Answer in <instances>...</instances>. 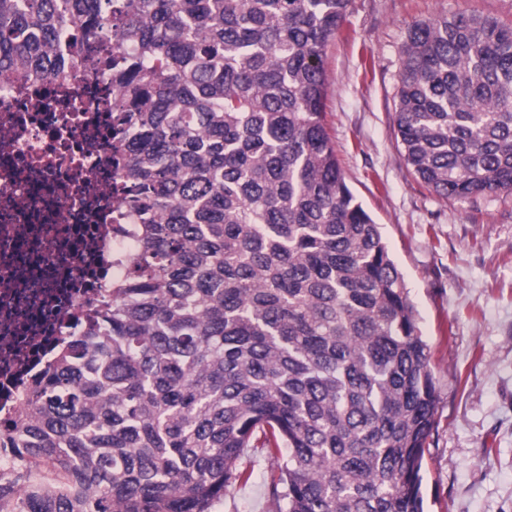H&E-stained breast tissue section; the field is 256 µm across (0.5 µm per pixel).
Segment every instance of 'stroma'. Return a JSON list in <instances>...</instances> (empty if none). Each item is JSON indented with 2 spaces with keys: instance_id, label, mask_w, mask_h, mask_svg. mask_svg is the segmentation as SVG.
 <instances>
[{
  "instance_id": "stroma-1",
  "label": "stroma",
  "mask_w": 512,
  "mask_h": 512,
  "mask_svg": "<svg viewBox=\"0 0 512 512\" xmlns=\"http://www.w3.org/2000/svg\"><path fill=\"white\" fill-rule=\"evenodd\" d=\"M463 12L512 22V0H350L325 50L324 122L346 181L380 224L431 352L436 425L427 512H512V194L447 201L407 167L394 121L407 28ZM248 482L217 512H276L277 473L247 451Z\"/></svg>"
}]
</instances>
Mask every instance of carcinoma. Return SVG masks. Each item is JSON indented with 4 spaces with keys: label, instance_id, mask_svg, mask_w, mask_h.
I'll return each mask as SVG.
<instances>
[{
    "label": "carcinoma",
    "instance_id": "carcinoma-1",
    "mask_svg": "<svg viewBox=\"0 0 512 512\" xmlns=\"http://www.w3.org/2000/svg\"><path fill=\"white\" fill-rule=\"evenodd\" d=\"M350 0H0V75L82 43L121 94L112 153L142 250L0 428L19 512H212L277 463V512H425L437 395L402 275L324 124ZM395 123L444 200L512 193V23L414 22Z\"/></svg>",
    "mask_w": 512,
    "mask_h": 512
}]
</instances>
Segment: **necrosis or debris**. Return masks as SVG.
Segmentation results:
<instances>
[{"instance_id": "obj_1", "label": "necrosis or debris", "mask_w": 512, "mask_h": 512, "mask_svg": "<svg viewBox=\"0 0 512 512\" xmlns=\"http://www.w3.org/2000/svg\"><path fill=\"white\" fill-rule=\"evenodd\" d=\"M112 89L77 64L62 82L0 77V412L133 267L139 238L109 136Z\"/></svg>"}]
</instances>
